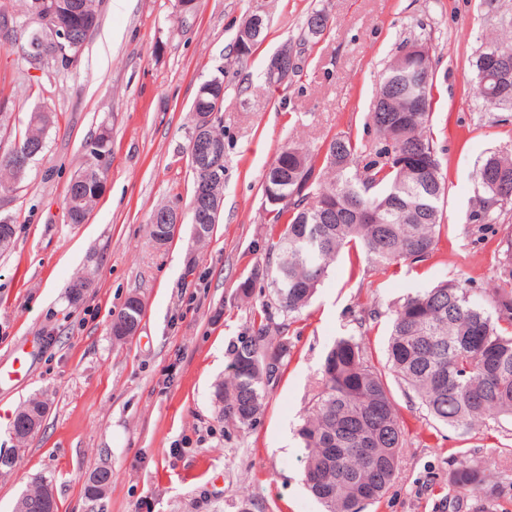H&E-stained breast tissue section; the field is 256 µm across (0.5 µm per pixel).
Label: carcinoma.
Wrapping results in <instances>:
<instances>
[{"label":"carcinoma","mask_w":512,"mask_h":512,"mask_svg":"<svg viewBox=\"0 0 512 512\" xmlns=\"http://www.w3.org/2000/svg\"><path fill=\"white\" fill-rule=\"evenodd\" d=\"M53 10L80 20L75 43L86 41L99 15L94 0H25V14L37 26L21 24L26 40L44 42V66H55V44L44 27V13ZM496 51L508 76L500 83L490 71L486 55ZM478 94L494 108H512V39L491 41L476 62ZM421 86L423 106L416 109L404 94L407 86ZM432 70L429 55L414 70L396 57L389 64L377 99L386 100L390 115L402 121L398 129L385 125V113H374V127L382 138L394 139L402 152L437 150L430 132ZM193 132L200 128L213 142L224 145L213 113L193 102ZM53 124L51 113L36 110L24 132L0 155V194L14 191L27 167L15 163L17 153L33 160L43 152ZM67 189V218L71 224L86 220L100 196L106 169L97 152H109L108 133L94 140ZM213 170L190 162L193 184L204 178L224 179V155L209 160ZM442 164L432 170L397 168L366 154L349 132L331 137L322 153H308L287 145L271 164L265 189L285 200L279 215L285 218L272 261L264 276L275 298L276 310L288 318L310 302L335 258L346 248L360 247L367 263L381 270L401 260L423 261L433 252L441 231L444 192ZM312 179L304 195L294 194L297 180ZM483 190L475 217L491 222L496 211L512 205V158L493 154L474 172ZM504 244V260L497 283L475 298L473 290L456 283L407 297L392 310L388 346V373L419 399L433 421L462 434L478 431L488 421L512 422V230ZM265 305L260 324L240 342L229 365L228 380L218 388V418L248 427L261 413L269 386L279 377L289 355L285 324L274 323ZM140 299L131 297L115 319L113 335H132L142 317ZM321 387L299 429L307 451L304 482L325 512H362L376 502L392 483L404 434L396 403L385 379L367 356L362 339L342 337L327 352L321 368ZM455 497L480 489L476 512H496L498 499L512 491V470L489 469L462 459L451 471ZM39 481L21 497L17 512H57L44 496Z\"/></svg>","instance_id":"obj_1"}]
</instances>
